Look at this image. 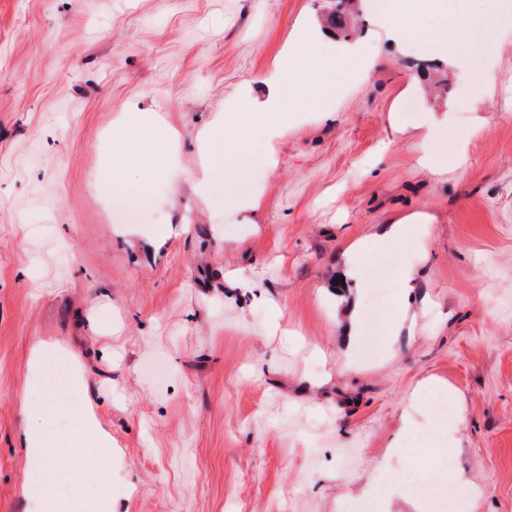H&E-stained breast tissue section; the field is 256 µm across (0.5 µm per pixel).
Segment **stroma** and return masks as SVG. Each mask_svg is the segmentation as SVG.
Listing matches in <instances>:
<instances>
[{
  "instance_id": "obj_1",
  "label": "stroma",
  "mask_w": 512,
  "mask_h": 512,
  "mask_svg": "<svg viewBox=\"0 0 512 512\" xmlns=\"http://www.w3.org/2000/svg\"><path fill=\"white\" fill-rule=\"evenodd\" d=\"M327 6L0 0V512H27L42 340L77 355L70 405L92 400L117 444L112 512H376L384 463L430 481L435 441L391 447L405 412L426 431L437 407L471 488L447 512H512V18L461 36L466 62L434 92L445 59L362 13L366 63L327 110L288 111L276 166L254 164L232 205L194 189L204 131L266 98ZM133 109L173 131L176 167L131 226L101 176ZM423 147L444 173L416 166ZM419 215L425 232L347 272L349 244ZM377 273L383 311L347 344L339 313L369 304Z\"/></svg>"
}]
</instances>
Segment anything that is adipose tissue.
Wrapping results in <instances>:
<instances>
[{"instance_id":"obj_1","label":"adipose tissue","mask_w":512,"mask_h":512,"mask_svg":"<svg viewBox=\"0 0 512 512\" xmlns=\"http://www.w3.org/2000/svg\"><path fill=\"white\" fill-rule=\"evenodd\" d=\"M479 11H469L467 0H456V8L448 26L449 39L474 28L496 27L501 19L512 14V0H482ZM172 131L158 128L151 115L141 111L129 112L120 117L117 130L112 135V174L128 168H138L148 179L165 173L169 158L158 151L156 138H172Z\"/></svg>"}]
</instances>
